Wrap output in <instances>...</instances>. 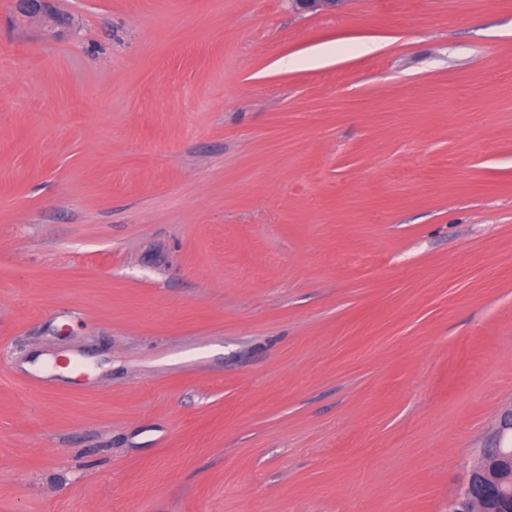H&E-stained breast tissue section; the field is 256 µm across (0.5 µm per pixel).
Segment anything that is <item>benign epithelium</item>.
Segmentation results:
<instances>
[{"label": "benign epithelium", "instance_id": "obj_1", "mask_svg": "<svg viewBox=\"0 0 512 512\" xmlns=\"http://www.w3.org/2000/svg\"><path fill=\"white\" fill-rule=\"evenodd\" d=\"M48 2L15 0V14L28 25L37 24ZM338 4L339 0H293L294 8L301 13L330 12ZM500 456L499 445L476 452L464 491L448 504V512H486L487 505L495 501H512V472L496 464Z\"/></svg>", "mask_w": 512, "mask_h": 512}]
</instances>
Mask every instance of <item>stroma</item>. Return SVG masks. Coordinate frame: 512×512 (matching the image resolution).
Listing matches in <instances>:
<instances>
[{
  "mask_svg": "<svg viewBox=\"0 0 512 512\" xmlns=\"http://www.w3.org/2000/svg\"><path fill=\"white\" fill-rule=\"evenodd\" d=\"M0 0V512H448L512 407V0ZM50 0H16V18L23 17L27 25L37 24L43 17L45 4Z\"/></svg>",
  "mask_w": 512,
  "mask_h": 512,
  "instance_id": "stroma-1",
  "label": "stroma"
}]
</instances>
